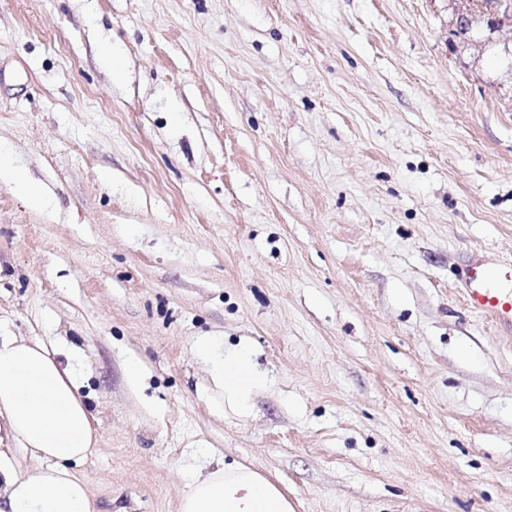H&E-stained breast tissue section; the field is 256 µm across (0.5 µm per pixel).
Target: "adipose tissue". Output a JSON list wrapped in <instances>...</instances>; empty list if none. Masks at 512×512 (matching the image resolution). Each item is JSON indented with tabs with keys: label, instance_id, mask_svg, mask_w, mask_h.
Returning <instances> with one entry per match:
<instances>
[{
	"label": "adipose tissue",
	"instance_id": "1",
	"mask_svg": "<svg viewBox=\"0 0 512 512\" xmlns=\"http://www.w3.org/2000/svg\"><path fill=\"white\" fill-rule=\"evenodd\" d=\"M212 377L239 405L263 379L241 353L213 362ZM0 433L17 446L0 451V512H94L70 469L97 441L80 395L79 375L59 348L0 332ZM35 466L21 468V457ZM180 512H293L288 497L258 470L224 465L189 479Z\"/></svg>",
	"mask_w": 512,
	"mask_h": 512
}]
</instances>
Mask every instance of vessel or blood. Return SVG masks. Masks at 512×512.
Listing matches in <instances>:
<instances>
[{
  "mask_svg": "<svg viewBox=\"0 0 512 512\" xmlns=\"http://www.w3.org/2000/svg\"><path fill=\"white\" fill-rule=\"evenodd\" d=\"M464 288L472 311L512 329V264L471 261Z\"/></svg>",
  "mask_w": 512,
  "mask_h": 512,
  "instance_id": "b4317fda",
  "label": "vessel or blood"
}]
</instances>
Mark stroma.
<instances>
[{
	"instance_id": "stroma-1",
	"label": "stroma",
	"mask_w": 512,
	"mask_h": 512,
	"mask_svg": "<svg viewBox=\"0 0 512 512\" xmlns=\"http://www.w3.org/2000/svg\"><path fill=\"white\" fill-rule=\"evenodd\" d=\"M0 148L49 201L0 180V330L77 358L95 512L237 462L294 512H512V331L460 278L512 262V0H0ZM213 342L204 338L196 344V354L209 362ZM212 377L216 384L227 392L229 399L244 406L248 403L252 391L264 382L253 369L251 359L246 353H240L223 362H211Z\"/></svg>"
}]
</instances>
